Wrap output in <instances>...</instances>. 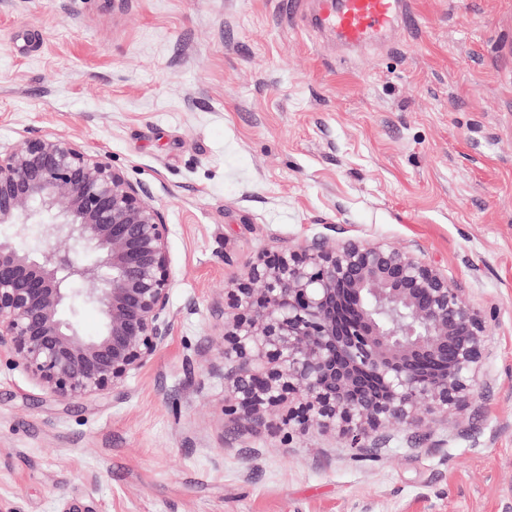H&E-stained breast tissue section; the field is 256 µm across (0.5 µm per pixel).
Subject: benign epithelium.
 Wrapping results in <instances>:
<instances>
[{"instance_id":"obj_1","label":"benign epithelium","mask_w":512,"mask_h":512,"mask_svg":"<svg viewBox=\"0 0 512 512\" xmlns=\"http://www.w3.org/2000/svg\"><path fill=\"white\" fill-rule=\"evenodd\" d=\"M42 214L65 250L30 244ZM1 225L0 355L44 393L113 391L163 348L169 227L107 157L60 136L0 149ZM77 284L92 285V335L67 313ZM224 296V419L289 439L332 430L356 450L382 428L465 410L490 336L435 264L388 243L263 255Z\"/></svg>"}]
</instances>
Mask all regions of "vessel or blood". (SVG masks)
Listing matches in <instances>:
<instances>
[{
  "label": "vessel or blood",
  "instance_id": "vessel-or-blood-1",
  "mask_svg": "<svg viewBox=\"0 0 512 512\" xmlns=\"http://www.w3.org/2000/svg\"><path fill=\"white\" fill-rule=\"evenodd\" d=\"M307 25L327 32L347 52L386 47L394 31L411 22L408 0H318Z\"/></svg>",
  "mask_w": 512,
  "mask_h": 512
}]
</instances>
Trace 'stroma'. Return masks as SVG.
Instances as JSON below:
<instances>
[{
	"label": "stroma",
	"instance_id": "stroma-1",
	"mask_svg": "<svg viewBox=\"0 0 512 512\" xmlns=\"http://www.w3.org/2000/svg\"><path fill=\"white\" fill-rule=\"evenodd\" d=\"M289 0H0V146L62 136L169 226L171 334L113 392L0 363V512H512V0H415L341 53ZM356 239L492 317L464 414L286 439L224 419V290Z\"/></svg>",
	"mask_w": 512,
	"mask_h": 512
}]
</instances>
